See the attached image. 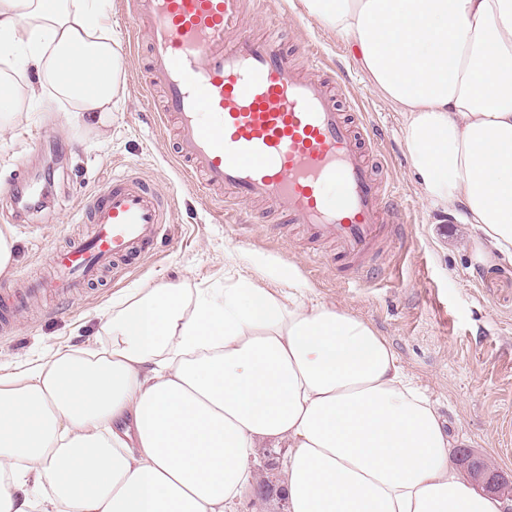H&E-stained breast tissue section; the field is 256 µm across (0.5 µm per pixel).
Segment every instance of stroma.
Here are the masks:
<instances>
[{
	"instance_id": "1",
	"label": "stroma",
	"mask_w": 512,
	"mask_h": 512,
	"mask_svg": "<svg viewBox=\"0 0 512 512\" xmlns=\"http://www.w3.org/2000/svg\"><path fill=\"white\" fill-rule=\"evenodd\" d=\"M111 2L126 88L112 103L110 125L102 131L87 126L63 101L49 109L26 101L17 112L0 115V123L14 129L0 136V183L25 170L21 189L40 199L38 207L24 209L0 193V226L9 225L17 246L4 277L19 287L43 277L47 252L88 230L79 220L80 199L116 173L135 172L170 197L171 229L136 268L62 302L47 297L41 309L19 314L14 328L0 332V372L76 346L107 344L102 315L136 289L169 280L191 297L220 292L225 275L252 272L257 260L268 259L296 267L304 299L340 304L369 321L458 445L512 476V266L476 261L469 225L423 199L406 147L405 116L374 89L348 44L308 16L300 0H268L266 14H275L288 56L300 61L305 46L321 48L364 122L381 136L400 222L393 245L375 257L373 273L357 282L341 278L328 263L330 246L311 242L300 225L281 223L268 209L250 208L246 224L214 221L211 199L188 186L169 158L168 142L154 123L157 103L143 91L145 60L129 50L123 0ZM266 14L249 12L248 30L263 32Z\"/></svg>"
}]
</instances>
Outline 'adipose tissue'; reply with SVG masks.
I'll list each match as a JSON object with an SVG mask.
<instances>
[{
    "label": "adipose tissue",
    "instance_id": "adipose-tissue-1",
    "mask_svg": "<svg viewBox=\"0 0 512 512\" xmlns=\"http://www.w3.org/2000/svg\"><path fill=\"white\" fill-rule=\"evenodd\" d=\"M406 116L425 200L512 264V0H301ZM110 0H0V112L53 94L93 128L125 83ZM259 267L187 299L115 307L102 349L0 376V512H236L260 448L288 449V512H503L454 461L371 323Z\"/></svg>",
    "mask_w": 512,
    "mask_h": 512
}]
</instances>
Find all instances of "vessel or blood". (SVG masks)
<instances>
[{"label":"vessel or blood","instance_id":"1","mask_svg":"<svg viewBox=\"0 0 512 512\" xmlns=\"http://www.w3.org/2000/svg\"><path fill=\"white\" fill-rule=\"evenodd\" d=\"M132 40L148 47L146 91H161L170 150L198 191L219 201L268 205L315 241L335 242L336 269L368 274L394 211L380 147L359 113L347 112L342 85L321 51L293 65L270 34L246 30V0H127ZM88 236L50 250L46 280L0 289L9 323L45 291L68 297L106 269L154 249L170 213L161 195L126 172L89 196Z\"/></svg>","mask_w":512,"mask_h":512}]
</instances>
